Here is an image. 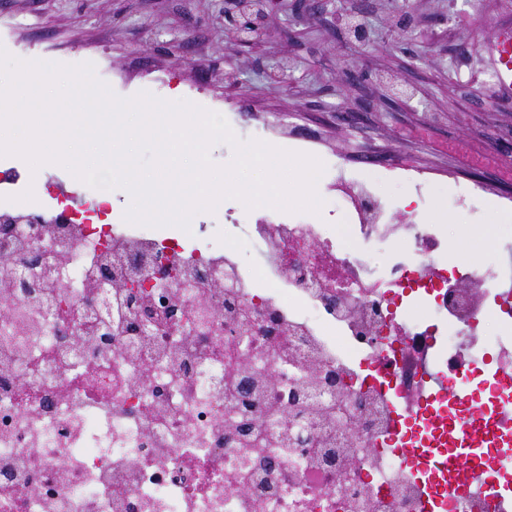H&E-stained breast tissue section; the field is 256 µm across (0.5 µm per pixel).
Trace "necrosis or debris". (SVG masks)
<instances>
[{"instance_id":"obj_1","label":"necrosis or debris","mask_w":512,"mask_h":512,"mask_svg":"<svg viewBox=\"0 0 512 512\" xmlns=\"http://www.w3.org/2000/svg\"><path fill=\"white\" fill-rule=\"evenodd\" d=\"M336 223L307 213H248L245 267L233 248L185 253L124 224L103 237L61 224L72 243L48 309L16 296L0 306V512H512V260L448 265L445 227L405 205L393 225L371 182L337 178ZM148 251L233 273L232 288H153L184 309L176 333L117 336L95 352L85 333L101 303L89 279L102 255L121 272ZM448 393L430 398L420 358ZM336 372L352 391L292 385ZM452 408L458 435L472 411L499 433L463 479L420 477L389 446L409 423Z\"/></svg>"}]
</instances>
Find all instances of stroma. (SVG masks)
<instances>
[{"instance_id":"1","label":"stroma","mask_w":512,"mask_h":512,"mask_svg":"<svg viewBox=\"0 0 512 512\" xmlns=\"http://www.w3.org/2000/svg\"><path fill=\"white\" fill-rule=\"evenodd\" d=\"M266 31L243 42L240 0H0V47L16 58L92 64L122 99L148 93L223 114L241 141L276 144L286 119L314 136L307 152L325 170L373 182L391 208L422 196L423 220L482 224L512 194V100L495 103L484 50L512 29V0H267ZM429 172L422 187L363 164L364 151ZM29 198L52 217L62 196L83 219L91 189L69 171L31 176L0 157ZM193 247L228 248L224 210L197 213Z\"/></svg>"}]
</instances>
